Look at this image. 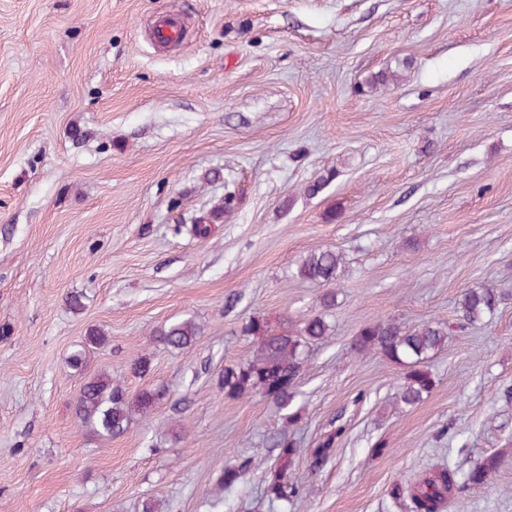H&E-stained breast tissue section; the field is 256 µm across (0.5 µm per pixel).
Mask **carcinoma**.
Returning a JSON list of instances; mask_svg holds the SVG:
<instances>
[{
	"mask_svg": "<svg viewBox=\"0 0 512 512\" xmlns=\"http://www.w3.org/2000/svg\"><path fill=\"white\" fill-rule=\"evenodd\" d=\"M341 261V256L332 250L314 252L299 265L298 276L318 284L330 283L336 280ZM497 302L496 292L490 287L468 288L461 295L458 308L465 324L472 325L492 315ZM328 331L329 324L321 315L308 317L297 329L285 322L274 326L263 317L250 320L242 332L257 344L255 355L243 364L224 367L220 377L224 395L238 398L257 390L278 405L286 422H295L298 411L294 398L303 367L302 348L310 341L321 339ZM200 335L201 327L192 318L173 321L157 330L158 341L173 349L195 344ZM449 335L448 325L443 322H428L406 329L387 320L360 328L352 347L358 354L379 352L391 362L406 367L398 400L413 406L434 388L435 379L427 362L445 347ZM106 342L107 336L101 330L90 329L82 348L70 357L69 366L74 373H83L87 353ZM164 397V390L154 386L130 395L111 374L102 372L84 381L74 410L91 434L110 438L123 433L134 415L152 412ZM339 435L340 431L332 430L320 437L312 452L313 466L320 467L327 461ZM276 448L275 461L265 474L264 493L272 502L288 503L299 493L292 472L298 448L286 435L276 442ZM251 467L252 458L249 457L225 468L219 487L229 489L238 485ZM497 467V457L487 455L469 467L462 482L447 468L424 475L411 485L415 512H442L461 490L486 485Z\"/></svg>",
	"mask_w": 512,
	"mask_h": 512,
	"instance_id": "1",
	"label": "carcinoma"
}]
</instances>
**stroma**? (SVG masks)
Instances as JSON below:
<instances>
[{
  "label": "stroma",
  "mask_w": 512,
  "mask_h": 512,
  "mask_svg": "<svg viewBox=\"0 0 512 512\" xmlns=\"http://www.w3.org/2000/svg\"><path fill=\"white\" fill-rule=\"evenodd\" d=\"M166 15L187 26L174 49L150 38ZM221 205L209 236L184 232ZM326 249L335 281L301 280ZM478 287L497 308L460 328ZM319 313L294 426L260 392L225 397L220 372L254 350L246 322ZM182 318L196 344H160ZM388 319L454 327L413 406L404 367L352 348ZM1 327L0 512H412L394 486L490 454V483L445 512H512V0H0ZM92 327L108 343L88 374L167 391L111 439L72 412L68 360ZM285 431L301 484L286 507L263 494ZM201 327L192 318L173 321L157 330V338L163 345L173 349H184L195 344Z\"/></svg>",
  "instance_id": "obj_1"
}]
</instances>
